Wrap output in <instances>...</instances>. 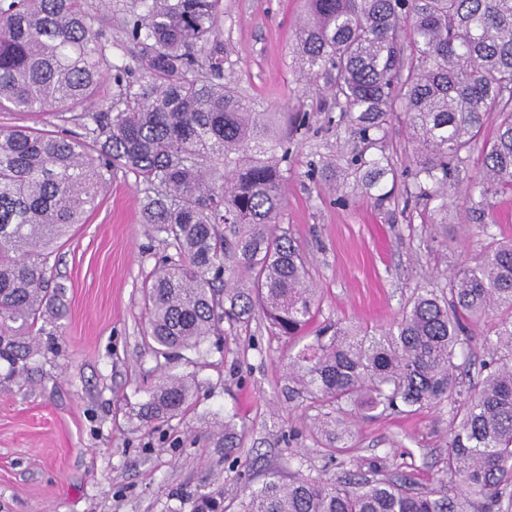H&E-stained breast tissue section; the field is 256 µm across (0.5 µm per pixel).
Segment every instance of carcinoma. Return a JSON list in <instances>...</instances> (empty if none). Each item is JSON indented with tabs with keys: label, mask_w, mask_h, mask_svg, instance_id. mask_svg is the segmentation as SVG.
<instances>
[{
	"label": "carcinoma",
	"mask_w": 512,
	"mask_h": 512,
	"mask_svg": "<svg viewBox=\"0 0 512 512\" xmlns=\"http://www.w3.org/2000/svg\"><path fill=\"white\" fill-rule=\"evenodd\" d=\"M223 0H0V112H74L84 136L0 128V359L18 373L41 353L39 322L57 290L47 265L58 240L97 205L105 174L144 186L145 223L165 245L144 283L147 336L164 358L197 351L220 323L263 313L295 339L313 319L315 289L295 246L277 234L287 180L288 128L224 81ZM133 47L115 63L112 26ZM293 53L332 88L369 148L395 106L410 129L417 196L442 200L483 138L482 204L512 189V0H307ZM112 94L97 99L104 79ZM386 157L351 159L367 188ZM489 360L473 391L457 390L468 323ZM291 392L326 409L317 430L330 456L353 419L382 407L448 403L456 425L439 487L372 469L336 480L275 473L241 512H512V240H492L447 287L422 288L377 332L338 324L289 357ZM163 373L145 407L171 418L192 397ZM460 490L448 493V480Z\"/></svg>",
	"instance_id": "obj_1"
}]
</instances>
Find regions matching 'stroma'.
I'll return each instance as SVG.
<instances>
[{"instance_id": "stroma-1", "label": "stroma", "mask_w": 512, "mask_h": 512, "mask_svg": "<svg viewBox=\"0 0 512 512\" xmlns=\"http://www.w3.org/2000/svg\"><path fill=\"white\" fill-rule=\"evenodd\" d=\"M223 3L225 78L257 111L309 118L288 143L279 227L306 258L317 292L312 329L388 327L414 293L443 287L489 237L512 239V191L478 210L465 201L481 174V149L449 192L447 216L438 201L415 197L404 118L388 128L391 169L378 187L345 177L363 144L328 79L308 78L292 53L304 0ZM324 165L327 178L310 177ZM143 197L133 175L108 180L97 208L49 259L63 316L46 323L41 356L15 375L0 360V512H191L197 496L217 491L224 512H239L245 489L258 487L266 471L322 470L341 479L356 464L436 488L454 426L448 405L359 418L346 449L330 458L314 427L319 408L286 390L295 347L263 314L225 328L199 351L155 355L141 286L164 246L143 222ZM165 371L192 376V402L168 422L144 421L139 410Z\"/></svg>"}]
</instances>
